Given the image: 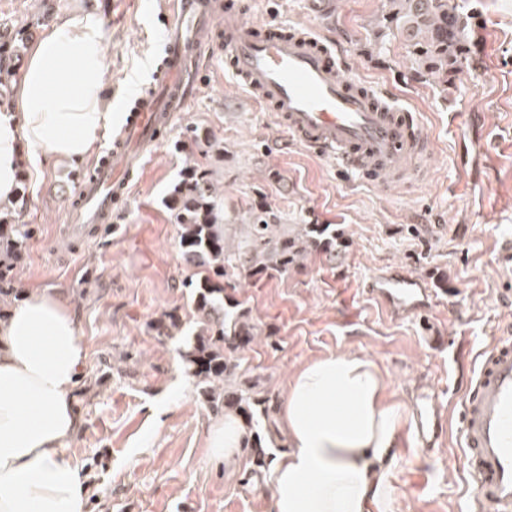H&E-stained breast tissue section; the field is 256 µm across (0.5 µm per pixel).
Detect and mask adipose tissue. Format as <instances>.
Here are the masks:
<instances>
[{"label": "adipose tissue", "instance_id": "ef3b65f1", "mask_svg": "<svg viewBox=\"0 0 512 512\" xmlns=\"http://www.w3.org/2000/svg\"><path fill=\"white\" fill-rule=\"evenodd\" d=\"M106 75L98 16L76 12L53 24L16 102H0V202L16 201L24 169L83 160L122 123L105 98ZM87 361L75 314L57 293L31 290L0 321V512H88L89 483L66 454L81 424L74 393ZM400 420L364 355L333 353L302 367L277 416L290 449L272 465L275 512H390ZM246 435L226 413L209 433L212 457H234Z\"/></svg>", "mask_w": 512, "mask_h": 512}]
</instances>
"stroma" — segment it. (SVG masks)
<instances>
[{"label":"stroma","instance_id":"35a3bbf8","mask_svg":"<svg viewBox=\"0 0 512 512\" xmlns=\"http://www.w3.org/2000/svg\"><path fill=\"white\" fill-rule=\"evenodd\" d=\"M468 15L474 62L444 94L412 63L405 32L384 21L385 0H215L235 3L259 30H327L349 56V79L387 88L418 112L431 143L423 178L384 187L341 175L335 163L289 143L274 113L250 103L224 60V24L208 33L200 86L162 133L117 209L115 224L89 235L67 228L77 177L90 162L45 168L21 183L12 212L35 229L15 269L22 288L63 294L88 350L76 392L81 414L66 454L91 486L90 512H274L269 473L288 441L262 411L259 447L235 468L211 460L216 411L183 372L181 338L151 330L163 314L190 323L193 273L180 262L178 228L166 201L186 166L203 165L220 193L224 221L246 224L253 208L274 210L289 232L330 224L335 257L302 265L255 286L224 280L259 336L231 357L243 385L281 406L291 374L330 353L358 352L381 370L401 423L391 469L394 512H467L461 399L480 351L512 331V265L497 259L512 238V0H457ZM164 0H0V44L11 46L0 99L15 98L23 67L52 22L76 11L100 16L110 67L112 109L131 112L127 77L148 88L159 71ZM223 144L221 153L183 149L187 130ZM405 267L433 288L428 316L386 315L364 291L380 270ZM430 395L442 411L434 446L414 435V407Z\"/></svg>","mask_w":512,"mask_h":512}]
</instances>
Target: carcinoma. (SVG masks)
<instances>
[{"label": "carcinoma", "instance_id": "obj_1", "mask_svg": "<svg viewBox=\"0 0 512 512\" xmlns=\"http://www.w3.org/2000/svg\"><path fill=\"white\" fill-rule=\"evenodd\" d=\"M389 23L403 29L419 66L445 88L455 86L460 67L471 54L466 24L452 0H387ZM167 204L178 226L181 256L194 269L185 287L194 289L192 336L181 350L184 373L192 378L202 400L213 410L234 409L252 418L258 392L242 390L234 379L229 353L238 340L256 336L249 312L233 302L224 304V278L259 281L285 274L311 252H336V231L328 224H305L302 233L288 234V225L267 208L252 211L251 223L241 225L240 237L229 244L224 213L208 172L199 165L185 171ZM30 224H11L0 217V318L8 300L20 296L15 287V262L34 237ZM181 319L167 314L153 331L172 338L182 330Z\"/></svg>", "mask_w": 512, "mask_h": 512}]
</instances>
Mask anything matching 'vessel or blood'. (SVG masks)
Wrapping results in <instances>:
<instances>
[{
    "instance_id": "1",
    "label": "vessel or blood",
    "mask_w": 512,
    "mask_h": 512,
    "mask_svg": "<svg viewBox=\"0 0 512 512\" xmlns=\"http://www.w3.org/2000/svg\"><path fill=\"white\" fill-rule=\"evenodd\" d=\"M215 16L212 0H170L161 69L115 140L110 163L81 176L69 221L111 223L161 128L193 93L209 49L202 34ZM224 57L254 103L276 113L296 143L333 156L362 179L417 181L430 150L415 112L393 104L375 85L345 77L344 51L326 34L289 30L266 37L241 14L224 15ZM369 293L400 317L425 314L440 300L413 273L393 268L372 277ZM463 458L474 487L468 512H512V336L496 337L480 355L461 405Z\"/></svg>"
}]
</instances>
